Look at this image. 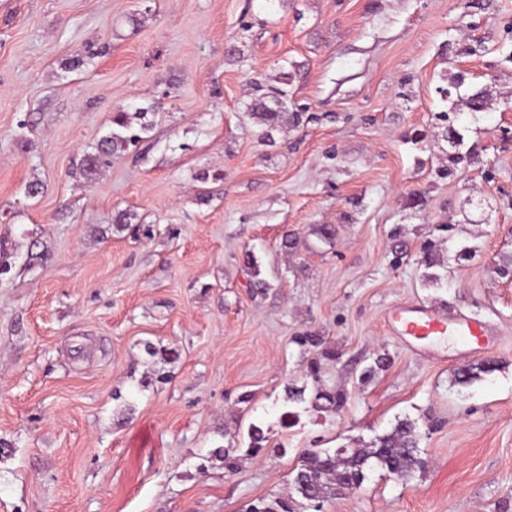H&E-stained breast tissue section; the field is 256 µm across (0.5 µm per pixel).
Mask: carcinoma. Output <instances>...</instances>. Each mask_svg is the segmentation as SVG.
<instances>
[{
	"label": "carcinoma",
	"mask_w": 512,
	"mask_h": 512,
	"mask_svg": "<svg viewBox=\"0 0 512 512\" xmlns=\"http://www.w3.org/2000/svg\"><path fill=\"white\" fill-rule=\"evenodd\" d=\"M259 92L250 104V110L259 115L268 126H281L288 122V107L284 98L288 91L254 83ZM113 123L120 127L100 140L95 150L84 156L81 163L85 175H93L110 163L112 156L126 150L141 139L130 131L127 115L118 113ZM492 371L488 364L471 365L457 374V382L468 384L482 373ZM305 398V388L289 385L285 389L287 405L300 404ZM346 400L342 391H326L317 387L310 401L316 410L337 411ZM424 432L417 422L404 419L388 433L376 437L368 448L316 449L310 451L297 467L283 494L259 497L250 502L246 512H321L324 504L336 495L342 482L355 475L368 476L377 472L381 477L393 478L406 483L422 470L424 460L420 455V443Z\"/></svg>",
	"instance_id": "cac0c4a2"
}]
</instances>
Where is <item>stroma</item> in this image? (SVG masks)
Masks as SVG:
<instances>
[{"instance_id":"obj_1","label":"stroma","mask_w":512,"mask_h":512,"mask_svg":"<svg viewBox=\"0 0 512 512\" xmlns=\"http://www.w3.org/2000/svg\"><path fill=\"white\" fill-rule=\"evenodd\" d=\"M459 76L482 112L442 101ZM283 80L271 128L252 85ZM453 129L476 154L442 178ZM0 241V512H244L406 418L424 470L327 512H512V0H0ZM397 305L496 344L415 350ZM314 359L347 401L282 427ZM288 91L271 87L269 91L256 95L250 104L251 112H255L268 126H281L288 123V107L284 98ZM113 123L124 131H114L100 140L94 152L84 156L81 163L84 175H93L99 171L102 166H107L112 156L123 152L129 145L135 144L141 139L137 133L130 132L129 122L125 113H117L113 118Z\"/></svg>"}]
</instances>
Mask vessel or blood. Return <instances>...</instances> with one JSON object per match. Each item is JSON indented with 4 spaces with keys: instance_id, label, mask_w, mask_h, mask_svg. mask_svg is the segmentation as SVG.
Returning a JSON list of instances; mask_svg holds the SVG:
<instances>
[{
    "instance_id": "1",
    "label": "vessel or blood",
    "mask_w": 512,
    "mask_h": 512,
    "mask_svg": "<svg viewBox=\"0 0 512 512\" xmlns=\"http://www.w3.org/2000/svg\"><path fill=\"white\" fill-rule=\"evenodd\" d=\"M388 321L394 331L418 348L448 336L463 340L475 352L488 350L495 344L492 333L483 320L469 316L451 319L428 306L393 307L388 313Z\"/></svg>"
}]
</instances>
